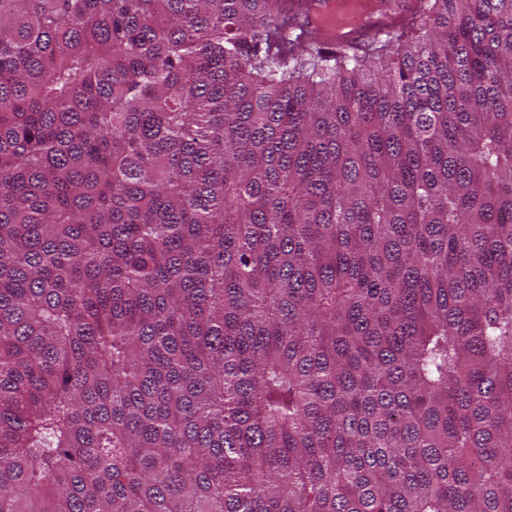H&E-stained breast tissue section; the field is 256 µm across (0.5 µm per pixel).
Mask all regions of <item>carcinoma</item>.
<instances>
[{"mask_svg":"<svg viewBox=\"0 0 512 512\" xmlns=\"http://www.w3.org/2000/svg\"><path fill=\"white\" fill-rule=\"evenodd\" d=\"M0 512H512V0H0ZM332 2L329 10L325 12L333 20L340 21L344 13L352 6L350 2L354 1H399L403 2L388 12L389 15H405L413 7L414 0H325ZM371 16L368 18L367 21H365L363 24L359 22L355 25H350L347 23L342 24L340 28L337 30H331L327 32L324 36V39L326 41H335L336 38H343V37H357L364 34H369L372 31L379 29L380 25L378 24L377 20L374 17V12L369 13ZM343 30H349L347 33L342 34Z\"/></svg>","mask_w":512,"mask_h":512,"instance_id":"cac0c4a2","label":"carcinoma"}]
</instances>
